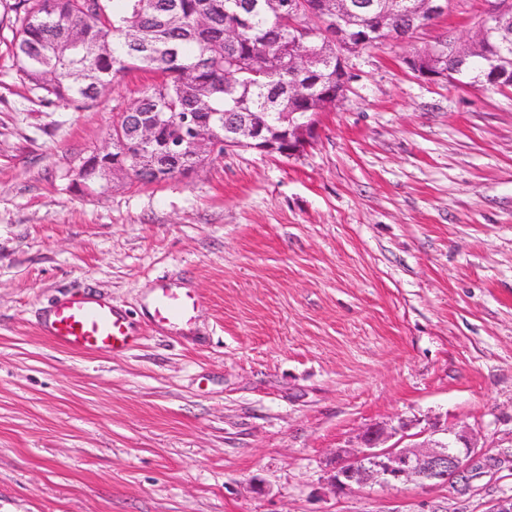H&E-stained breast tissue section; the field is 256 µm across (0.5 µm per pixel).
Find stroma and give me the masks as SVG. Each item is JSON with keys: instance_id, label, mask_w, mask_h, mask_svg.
<instances>
[{"instance_id": "35a3bbf8", "label": "stroma", "mask_w": 512, "mask_h": 512, "mask_svg": "<svg viewBox=\"0 0 512 512\" xmlns=\"http://www.w3.org/2000/svg\"><path fill=\"white\" fill-rule=\"evenodd\" d=\"M486 0L420 32L464 39ZM0 30V512H486L512 496V88L431 84L393 42L352 54L318 139L232 148L188 177L72 180L152 74L48 106ZM202 295L172 336L154 288ZM86 289L138 336L54 346L39 319ZM415 445L467 430L502 458L459 492H337L369 427Z\"/></svg>"}]
</instances>
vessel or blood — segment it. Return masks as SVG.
<instances>
[{
  "label": "vessel or blood",
  "instance_id": "vessel-or-blood-1",
  "mask_svg": "<svg viewBox=\"0 0 512 512\" xmlns=\"http://www.w3.org/2000/svg\"><path fill=\"white\" fill-rule=\"evenodd\" d=\"M202 302L200 295L188 289L160 284L149 301L150 321L172 331L181 329L192 324ZM41 331L56 346L74 353L124 354L137 341L121 308L85 290L56 299L42 320Z\"/></svg>",
  "mask_w": 512,
  "mask_h": 512
}]
</instances>
